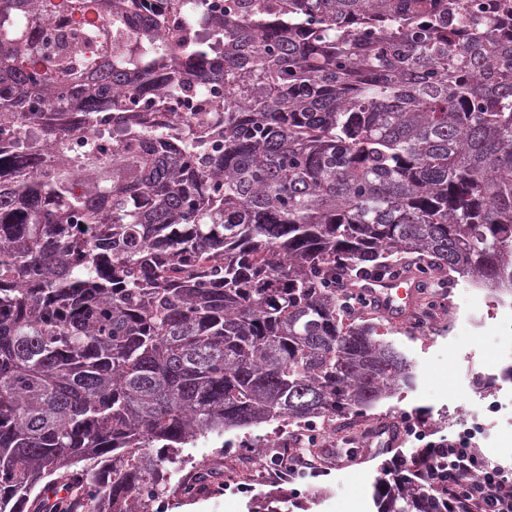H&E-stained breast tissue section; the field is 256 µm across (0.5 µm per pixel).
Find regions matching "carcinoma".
Listing matches in <instances>:
<instances>
[{
	"instance_id": "obj_1",
	"label": "carcinoma",
	"mask_w": 512,
	"mask_h": 512,
	"mask_svg": "<svg viewBox=\"0 0 512 512\" xmlns=\"http://www.w3.org/2000/svg\"><path fill=\"white\" fill-rule=\"evenodd\" d=\"M0 136V512H150L174 451L411 386L344 276L512 292V0H0Z\"/></svg>"
}]
</instances>
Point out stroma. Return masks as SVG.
<instances>
[{
    "instance_id": "1",
    "label": "stroma",
    "mask_w": 512,
    "mask_h": 512,
    "mask_svg": "<svg viewBox=\"0 0 512 512\" xmlns=\"http://www.w3.org/2000/svg\"><path fill=\"white\" fill-rule=\"evenodd\" d=\"M486 292L461 280L455 290L458 330L424 341L408 335L401 324L378 317L364 308L363 319L377 323L380 339L401 351L413 365L415 384L406 402L423 424L443 422L448 416L476 419L488 426L489 437L478 452L512 471V417L485 413L484 395L498 374L500 321L489 315ZM390 456L339 466L329 464L310 488L293 484L259 489L246 496L206 495L177 498L171 512H376L377 482H389Z\"/></svg>"
}]
</instances>
